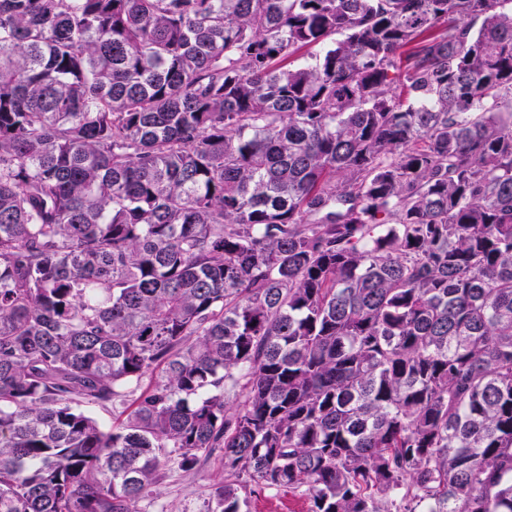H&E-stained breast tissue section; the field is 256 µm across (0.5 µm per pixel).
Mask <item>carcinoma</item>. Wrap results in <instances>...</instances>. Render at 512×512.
<instances>
[{
	"label": "carcinoma",
	"instance_id": "obj_1",
	"mask_svg": "<svg viewBox=\"0 0 512 512\" xmlns=\"http://www.w3.org/2000/svg\"><path fill=\"white\" fill-rule=\"evenodd\" d=\"M214 455L512 512V0H0V512ZM82 410L95 418L101 425L109 428L112 427V422L116 419H122L124 416H121L122 408L113 407L112 403L105 404H85L82 407Z\"/></svg>",
	"mask_w": 512,
	"mask_h": 512
}]
</instances>
